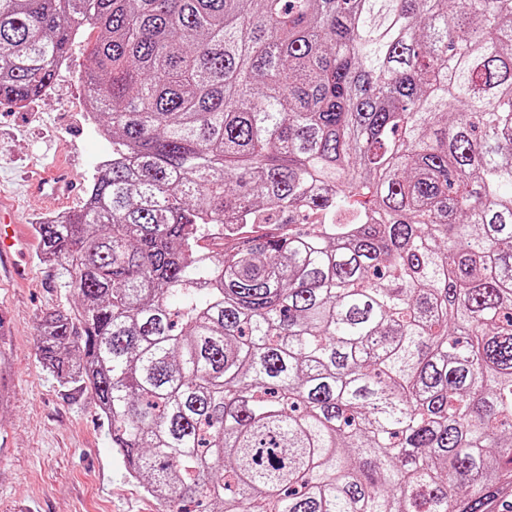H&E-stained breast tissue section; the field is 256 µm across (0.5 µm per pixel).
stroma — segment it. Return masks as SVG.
Segmentation results:
<instances>
[{
  "mask_svg": "<svg viewBox=\"0 0 512 512\" xmlns=\"http://www.w3.org/2000/svg\"><path fill=\"white\" fill-rule=\"evenodd\" d=\"M98 31L84 26L74 39L69 68L52 90L22 108L0 104V196L16 201L31 228L43 216L81 207L85 194L59 201L27 197L22 174L56 158L89 186L111 142L96 135L83 111L84 78ZM30 244L19 280L0 265V347L9 367L0 378V512H158L137 480L124 474L106 420L88 398L65 392L39 362L36 323L47 312L70 308L74 296L57 270L39 261Z\"/></svg>",
  "mask_w": 512,
  "mask_h": 512,
  "instance_id": "obj_1",
  "label": "stroma"
}]
</instances>
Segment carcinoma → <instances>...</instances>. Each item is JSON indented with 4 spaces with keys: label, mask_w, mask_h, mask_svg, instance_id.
Wrapping results in <instances>:
<instances>
[{
    "label": "carcinoma",
    "mask_w": 512,
    "mask_h": 512,
    "mask_svg": "<svg viewBox=\"0 0 512 512\" xmlns=\"http://www.w3.org/2000/svg\"><path fill=\"white\" fill-rule=\"evenodd\" d=\"M112 139L35 227L39 362L159 512H491L512 485V0H0Z\"/></svg>",
    "instance_id": "obj_1"
}]
</instances>
